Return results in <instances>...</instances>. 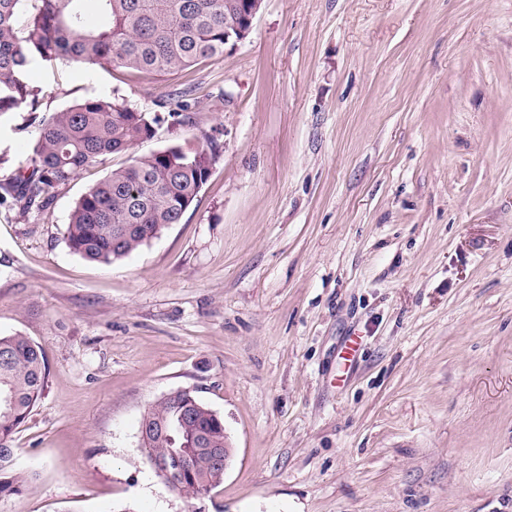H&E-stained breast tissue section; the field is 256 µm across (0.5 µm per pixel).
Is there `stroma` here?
I'll list each match as a JSON object with an SVG mask.
<instances>
[{
  "mask_svg": "<svg viewBox=\"0 0 512 512\" xmlns=\"http://www.w3.org/2000/svg\"><path fill=\"white\" fill-rule=\"evenodd\" d=\"M29 80L0 180L32 117L99 97L160 122L44 210L0 207V334L49 364L14 442L36 480L0 512H512V0H263L185 72ZM179 91L200 105L178 117ZM210 139L181 223L111 264L70 250V211L113 168ZM181 388L233 453L202 500L139 452Z\"/></svg>",
  "mask_w": 512,
  "mask_h": 512,
  "instance_id": "35a3bbf8",
  "label": "stroma"
}]
</instances>
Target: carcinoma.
<instances>
[{
    "instance_id": "carcinoma-1",
    "label": "carcinoma",
    "mask_w": 512,
    "mask_h": 512,
    "mask_svg": "<svg viewBox=\"0 0 512 512\" xmlns=\"http://www.w3.org/2000/svg\"><path fill=\"white\" fill-rule=\"evenodd\" d=\"M0 0V117L37 110L38 91L26 80L37 62L110 67L125 78L187 70L224 54V30L239 21L234 0ZM158 116L117 98H87L38 121L29 165L0 183V206H48L52 191L100 158L126 152L155 134ZM219 146L176 143L113 169L75 203L67 222L69 248L98 263L121 260L181 222L205 184ZM46 359L20 334L0 336V500L33 484L14 466L13 438L42 394ZM141 448L147 461H182L176 480L198 498L224 481L212 448L224 447V418L196 396L152 404Z\"/></svg>"
}]
</instances>
